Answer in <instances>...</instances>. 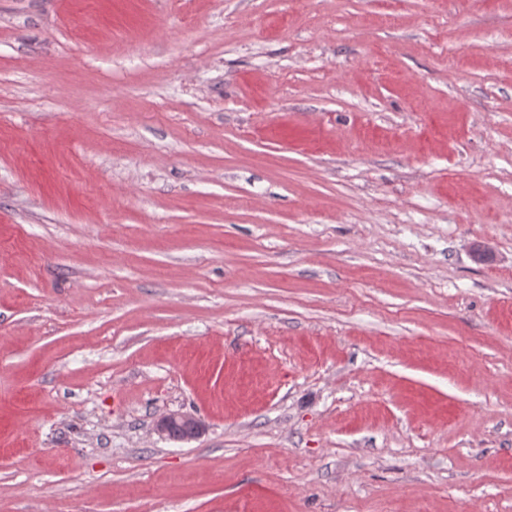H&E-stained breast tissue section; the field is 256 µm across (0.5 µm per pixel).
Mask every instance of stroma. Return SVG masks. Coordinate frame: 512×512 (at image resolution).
<instances>
[{
  "instance_id": "stroma-1",
  "label": "stroma",
  "mask_w": 512,
  "mask_h": 512,
  "mask_svg": "<svg viewBox=\"0 0 512 512\" xmlns=\"http://www.w3.org/2000/svg\"><path fill=\"white\" fill-rule=\"evenodd\" d=\"M0 512H512V0H0ZM155 431L171 439L175 431L182 433L183 440H192L201 436L205 431L204 423L189 412H171L157 419Z\"/></svg>"
}]
</instances>
